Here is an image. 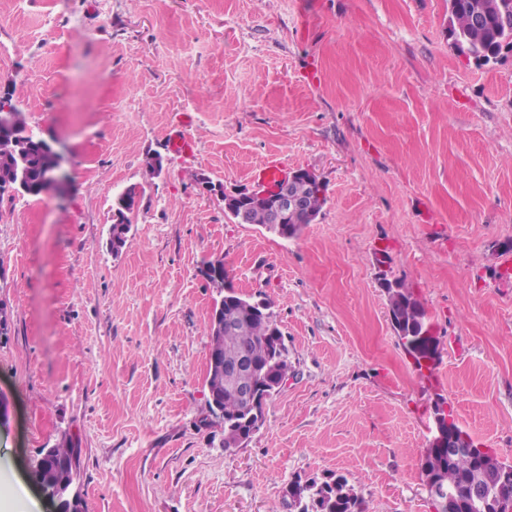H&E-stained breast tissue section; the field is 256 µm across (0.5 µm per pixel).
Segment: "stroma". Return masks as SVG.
I'll use <instances>...</instances> for the list:
<instances>
[{
    "label": "stroma",
    "instance_id": "35a3bbf8",
    "mask_svg": "<svg viewBox=\"0 0 512 512\" xmlns=\"http://www.w3.org/2000/svg\"><path fill=\"white\" fill-rule=\"evenodd\" d=\"M4 93L68 175L0 199V457L18 477L70 442L84 512H288L292 480L335 474L363 512H435L440 403L512 464L511 46L459 54L448 0H0ZM271 158L324 189L288 240L203 186L256 190ZM134 184L115 255L112 200ZM217 258L270 302L292 366L231 449L198 425L217 297L199 269ZM388 282L423 303L432 369L398 339Z\"/></svg>",
    "mask_w": 512,
    "mask_h": 512
}]
</instances>
